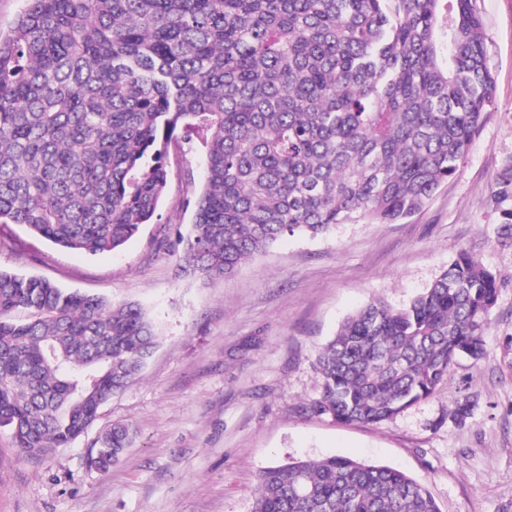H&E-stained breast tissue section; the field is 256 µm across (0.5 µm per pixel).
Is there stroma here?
Here are the masks:
<instances>
[{"label": "stroma", "mask_w": 512, "mask_h": 512, "mask_svg": "<svg viewBox=\"0 0 512 512\" xmlns=\"http://www.w3.org/2000/svg\"><path fill=\"white\" fill-rule=\"evenodd\" d=\"M473 6L492 112L455 175L403 223L288 236L221 280L179 274L174 240L203 182L199 144L170 150L160 223L117 251L86 255L0 225V270L140 304L160 331L142 376L70 445L33 459L0 431V512H251L263 468L328 456L404 471L440 512H512V0ZM463 250L498 286L483 356L457 359L432 396L380 423L310 412L319 349L340 323L376 298L408 303ZM116 423L134 427L133 445L109 470L89 467Z\"/></svg>", "instance_id": "obj_1"}]
</instances>
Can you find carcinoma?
<instances>
[{
	"label": "carcinoma",
	"mask_w": 512,
	"mask_h": 512,
	"mask_svg": "<svg viewBox=\"0 0 512 512\" xmlns=\"http://www.w3.org/2000/svg\"><path fill=\"white\" fill-rule=\"evenodd\" d=\"M24 0L0 31V224L114 251L157 224L171 143H204L185 273L213 281L286 236L397 224L457 171L494 81L472 0ZM498 299L461 252L394 307L374 299L322 347L309 409L378 423L479 358ZM25 318L16 317V312ZM144 308L0 271V430L61 448L140 376ZM115 424L89 465L131 447ZM251 512H439L426 485L346 457L262 470Z\"/></svg>",
	"instance_id": "1"
}]
</instances>
